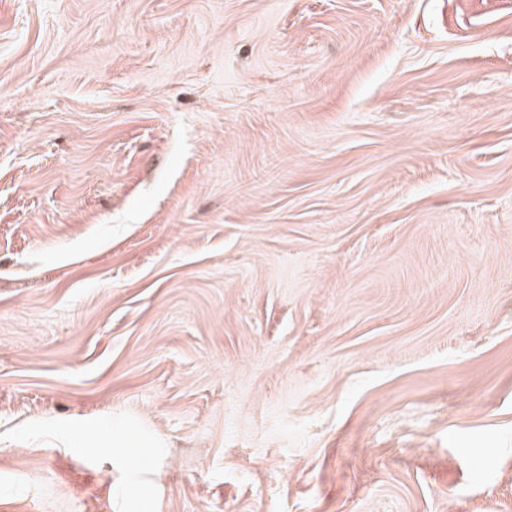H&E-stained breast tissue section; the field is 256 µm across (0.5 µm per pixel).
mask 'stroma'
I'll return each instance as SVG.
<instances>
[{
    "label": "stroma",
    "mask_w": 512,
    "mask_h": 512,
    "mask_svg": "<svg viewBox=\"0 0 512 512\" xmlns=\"http://www.w3.org/2000/svg\"><path fill=\"white\" fill-rule=\"evenodd\" d=\"M0 512H512V0H0ZM106 448H161V445L148 433H134L131 425H113L112 439Z\"/></svg>",
    "instance_id": "35a3bbf8"
}]
</instances>
